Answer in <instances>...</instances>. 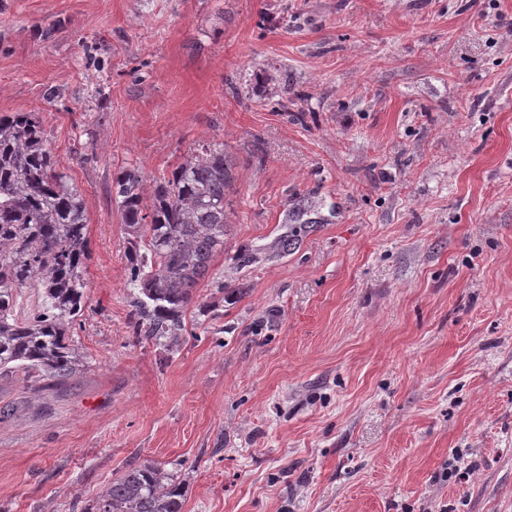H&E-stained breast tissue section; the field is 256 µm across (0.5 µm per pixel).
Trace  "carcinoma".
I'll return each instance as SVG.
<instances>
[{
	"label": "carcinoma",
	"instance_id": "carcinoma-1",
	"mask_svg": "<svg viewBox=\"0 0 512 512\" xmlns=\"http://www.w3.org/2000/svg\"><path fill=\"white\" fill-rule=\"evenodd\" d=\"M233 167L222 150L189 156L145 196L143 177L125 168L112 192L125 226L134 333L171 351L184 313L208 277L227 235L226 191ZM86 204L55 167L42 122L33 112L0 116V372L16 368L47 380L79 370L70 325L83 309L90 258ZM39 288V312L16 311L17 290ZM183 490L153 462L112 479L83 512H182Z\"/></svg>",
	"mask_w": 512,
	"mask_h": 512
}]
</instances>
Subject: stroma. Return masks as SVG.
<instances>
[{
	"label": "stroma",
	"instance_id": "obj_1",
	"mask_svg": "<svg viewBox=\"0 0 512 512\" xmlns=\"http://www.w3.org/2000/svg\"><path fill=\"white\" fill-rule=\"evenodd\" d=\"M12 112L91 257L82 368L0 377V512L145 461L182 512H512V0H0ZM219 147L210 309L169 352L132 334L112 175Z\"/></svg>",
	"mask_w": 512,
	"mask_h": 512
}]
</instances>
